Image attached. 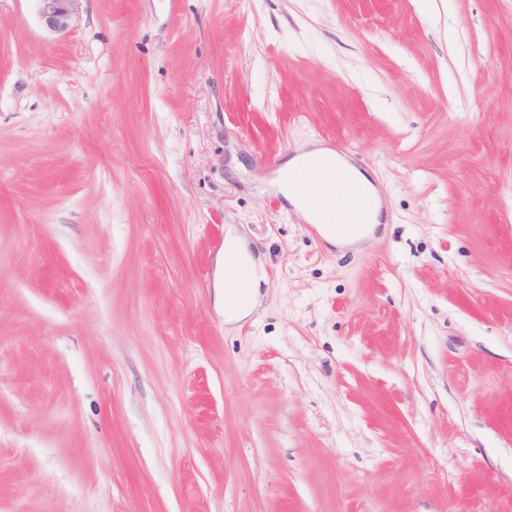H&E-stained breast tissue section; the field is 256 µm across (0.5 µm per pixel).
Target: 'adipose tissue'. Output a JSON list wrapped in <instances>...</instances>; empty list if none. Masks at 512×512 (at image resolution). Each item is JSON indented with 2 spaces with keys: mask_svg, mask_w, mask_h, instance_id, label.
I'll return each instance as SVG.
<instances>
[{
  "mask_svg": "<svg viewBox=\"0 0 512 512\" xmlns=\"http://www.w3.org/2000/svg\"><path fill=\"white\" fill-rule=\"evenodd\" d=\"M322 161L333 163L337 168L347 172L354 184L367 195H375V187L364 173L332 150L317 146L292 157L282 166L279 180L284 196L309 223L317 225L319 232L329 242L353 244L365 239L378 222V209H371L366 216L365 225L351 234L338 233L333 226L319 223L318 215L311 207L310 200L314 197L324 196L326 189L322 183L316 181L298 184L297 176L300 171L308 168L311 164ZM221 261L223 265L232 264L245 272L246 291L243 301L224 309L225 323L232 324L243 318L253 307L256 296L265 281V275L261 265L250 254L244 240L233 232L227 233L224 239V254Z\"/></svg>",
  "mask_w": 512,
  "mask_h": 512,
  "instance_id": "ef3b65f1",
  "label": "adipose tissue"
}]
</instances>
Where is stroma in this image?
<instances>
[{
  "instance_id": "35a3bbf8",
  "label": "stroma",
  "mask_w": 512,
  "mask_h": 512,
  "mask_svg": "<svg viewBox=\"0 0 512 512\" xmlns=\"http://www.w3.org/2000/svg\"><path fill=\"white\" fill-rule=\"evenodd\" d=\"M0 512H512V0H0ZM32 1L35 2L37 15L45 29L51 33H62L71 27L79 0ZM331 162L337 168L347 172L351 180L359 186L372 200L371 211L366 215V224L352 234L336 232L333 226L317 224L318 215L310 205V197H322L326 189L322 183L308 181L305 185H299L297 176L303 169L315 162ZM279 183L284 196L299 210L310 224L318 225L322 236L329 242L336 244H353L365 239L373 230L379 219V206L377 193L373 183L358 168L350 164L337 153L324 147H314L289 159L280 170ZM343 199L341 197L332 198L327 205L321 204L320 207L323 209L326 218L330 224H338V227L344 229H350L358 225L359 212L367 209L365 205L361 209H355L354 207L343 208L339 210H332L335 205H342ZM218 263L219 265L223 263L224 266V323L232 324L243 318L253 307L256 295L262 288V283H265V275L261 265L250 254L244 240L232 231H228L224 238V255L220 257ZM231 264L245 271L244 287L246 291L242 302L226 306V296L230 294L229 288L236 284L235 281L239 282L242 276L241 272L233 269L230 272V277L234 281L228 280L227 270Z\"/></svg>"
}]
</instances>
